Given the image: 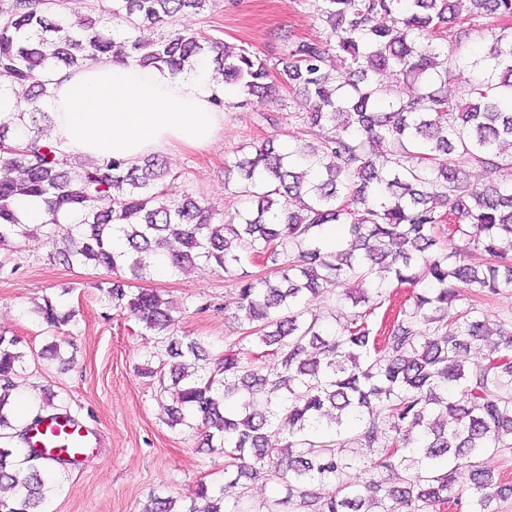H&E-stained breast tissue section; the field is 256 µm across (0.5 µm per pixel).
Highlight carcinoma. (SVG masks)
<instances>
[{
    "instance_id": "cac0c4a2",
    "label": "carcinoma",
    "mask_w": 512,
    "mask_h": 512,
    "mask_svg": "<svg viewBox=\"0 0 512 512\" xmlns=\"http://www.w3.org/2000/svg\"><path fill=\"white\" fill-rule=\"evenodd\" d=\"M208 2L108 0L98 17L71 24L66 0H0V99L28 89L15 111L0 112V248L38 229L48 259L113 275L106 300L153 341L157 367L144 373L172 398L168 425L224 453V483H198L188 512H494L506 488L483 457L512 448V323L491 328L465 291L512 290V185L478 189L462 167L479 176L512 168V27L486 53L467 51L479 19H511L512 0H319L326 39L295 43L277 71L244 46L175 27L178 14ZM146 25L162 32L134 35ZM103 56L174 74L209 56L244 94L285 88L294 111L326 133L307 152L274 138L253 143L234 164L237 194L253 209L218 219L155 155L75 167L50 141L45 76ZM450 65L463 75L458 99L445 92ZM388 73L399 82L391 98ZM20 133L22 144L10 145ZM385 140L395 148L379 160L369 148ZM25 196L53 219L23 223L16 201ZM60 211L74 217L62 237ZM446 222L465 244L432 254ZM328 224L354 250L322 245ZM279 247L292 252L280 279L234 276L245 256ZM161 256L174 272L233 277L236 311L279 362L265 369L233 350L213 356L200 339L175 335L157 291L125 290ZM394 282L413 288L411 303L377 338L367 319ZM338 287V303L356 312L325 329L306 317L308 306ZM34 312L50 328L72 321L49 301ZM481 345V360H464ZM27 361L20 340L1 333L0 486L13 495L0 512H38L65 465L24 447L34 426L71 416L54 395L25 424L12 420L14 377ZM462 466L474 481L469 497L456 486ZM400 470L404 479L391 482ZM256 478L272 489L257 506L245 483Z\"/></svg>"
}]
</instances>
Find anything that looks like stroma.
I'll return each mask as SVG.
<instances>
[{"label":"stroma","mask_w":512,"mask_h":512,"mask_svg":"<svg viewBox=\"0 0 512 512\" xmlns=\"http://www.w3.org/2000/svg\"><path fill=\"white\" fill-rule=\"evenodd\" d=\"M176 24L250 47L272 64L292 42L326 34L314 0H210L204 11L179 16ZM292 110L283 91L250 97L241 108L227 103L223 138L207 149L166 154L167 165L186 192L217 212L246 209L248 200L224 181V167L238 147L281 133L291 134V146L300 150L320 141L322 128L303 123ZM0 264V332L18 337L36 354L16 377L17 388L36 403L53 394L55 403L67 406L97 437L93 462L60 468L47 512H143L154 493L185 508L197 482L223 481L222 454L198 447L195 433L166 425L170 397L160 395L157 380L136 371L150 342L134 317L103 301L102 272L49 261L36 236L0 250ZM143 285L169 301L177 335L204 338L216 354L234 347L258 365L275 363L267 347L250 337L247 321L228 311L234 290L223 272H169L149 276ZM47 299L60 312L75 311L76 326L48 331L33 312ZM52 341L72 356L69 368L41 357Z\"/></svg>","instance_id":"obj_1"}]
</instances>
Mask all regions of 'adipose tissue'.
Masks as SVG:
<instances>
[{
	"instance_id": "1",
	"label": "adipose tissue",
	"mask_w": 512,
	"mask_h": 512,
	"mask_svg": "<svg viewBox=\"0 0 512 512\" xmlns=\"http://www.w3.org/2000/svg\"><path fill=\"white\" fill-rule=\"evenodd\" d=\"M52 137L67 153L133 163L174 147L201 150L224 134L230 91L208 61L174 74L110 57L52 76Z\"/></svg>"
}]
</instances>
